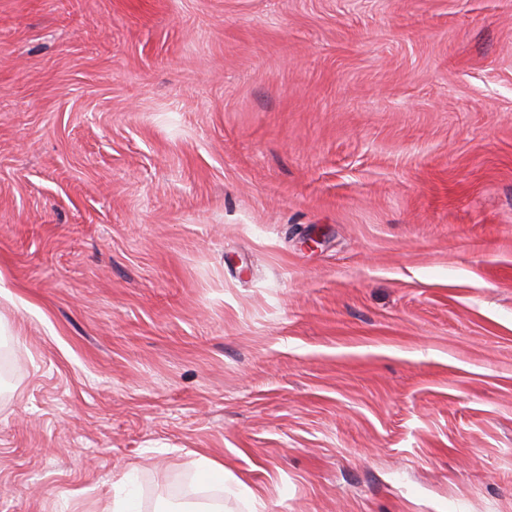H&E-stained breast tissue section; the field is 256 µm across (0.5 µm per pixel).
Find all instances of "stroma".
Wrapping results in <instances>:
<instances>
[{
	"label": "stroma",
	"instance_id": "obj_1",
	"mask_svg": "<svg viewBox=\"0 0 512 512\" xmlns=\"http://www.w3.org/2000/svg\"><path fill=\"white\" fill-rule=\"evenodd\" d=\"M0 348V512H512V0H0Z\"/></svg>",
	"mask_w": 512,
	"mask_h": 512
}]
</instances>
